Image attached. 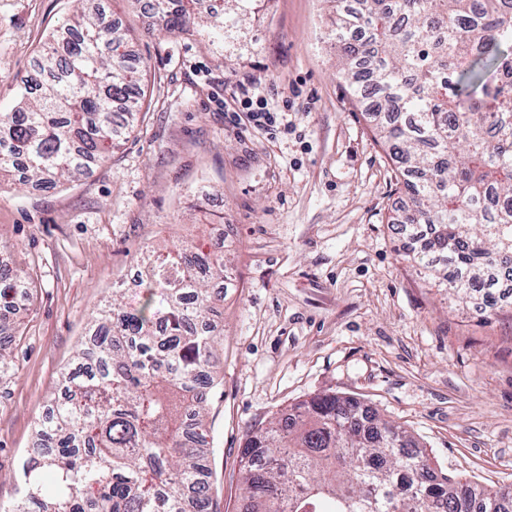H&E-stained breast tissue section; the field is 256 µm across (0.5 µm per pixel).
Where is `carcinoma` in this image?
Wrapping results in <instances>:
<instances>
[{
    "label": "carcinoma",
    "mask_w": 512,
    "mask_h": 512,
    "mask_svg": "<svg viewBox=\"0 0 512 512\" xmlns=\"http://www.w3.org/2000/svg\"><path fill=\"white\" fill-rule=\"evenodd\" d=\"M330 39L356 95L374 97L381 142L409 199L400 223L432 226L412 260L444 262L446 287L498 307L491 268L512 272V0H341ZM201 0H154L161 31L224 29ZM73 38L20 79L24 107L0 112V177L54 189L82 178L133 130L142 70L126 34L86 9L62 21ZM142 300L112 296L93 319L64 394L37 422L3 512H212L206 443L207 372L224 339V254L192 243L137 260ZM25 273L0 269V312ZM15 333L0 324V380L12 375ZM243 512H512V485L479 489L439 476L424 449L358 400L317 394L242 450Z\"/></svg>",
    "instance_id": "obj_1"
}]
</instances>
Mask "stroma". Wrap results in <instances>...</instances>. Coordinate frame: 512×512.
Here are the masks:
<instances>
[{
    "instance_id": "1",
    "label": "stroma",
    "mask_w": 512,
    "mask_h": 512,
    "mask_svg": "<svg viewBox=\"0 0 512 512\" xmlns=\"http://www.w3.org/2000/svg\"><path fill=\"white\" fill-rule=\"evenodd\" d=\"M130 38L146 74L133 131L110 159L55 190L0 184V265L29 272L11 313L14 374L0 382V505L60 395L92 312L138 287L136 257L167 242L223 253L224 342L206 419L211 497L242 507L249 431L308 396L357 398L408 431L433 467L512 484V295L488 313L409 258L408 203L366 101L328 44L324 0H261L214 44L159 32L142 0H86ZM72 8L0 0V110ZM287 110L258 131L225 110L239 84Z\"/></svg>"
}]
</instances>
